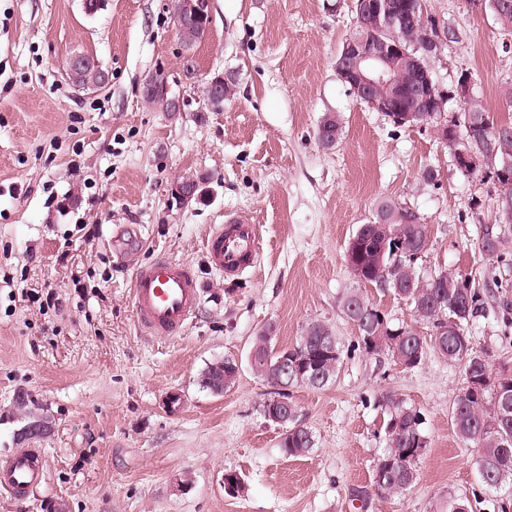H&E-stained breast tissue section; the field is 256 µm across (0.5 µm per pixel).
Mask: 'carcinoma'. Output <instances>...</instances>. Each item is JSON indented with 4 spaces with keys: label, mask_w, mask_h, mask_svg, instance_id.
Masks as SVG:
<instances>
[{
    "label": "carcinoma",
    "mask_w": 512,
    "mask_h": 512,
    "mask_svg": "<svg viewBox=\"0 0 512 512\" xmlns=\"http://www.w3.org/2000/svg\"><path fill=\"white\" fill-rule=\"evenodd\" d=\"M211 21L186 23L178 28L183 41L192 45L201 40L209 30ZM383 36L369 15L368 3H360L357 26L351 37L370 45ZM395 76L403 83L414 86L420 74L408 56L391 58ZM72 84L78 88L97 86L104 80L103 71L91 59L69 70ZM152 79L157 90L145 95V101L164 112L175 111L168 93L163 90L167 78L161 71ZM406 110L414 113L409 125H439L438 113L429 103L411 95L403 100ZM470 111L475 114L471 123L460 122V135L478 144L492 139L499 154L512 158V122L496 124L480 99L472 100ZM319 142L330 147L340 137L336 119L326 116L320 123ZM512 211L493 217L489 224L479 227V245L483 252L496 258L504 269L512 271ZM429 245L427 225L420 223L418 215L405 206L392 201H382L375 208L373 219L359 226L349 239L345 256L356 259L359 269L357 282L370 284L391 292L406 301L412 309L414 320L430 330L423 336L409 326L393 327L385 314L356 288L341 302V312L354 325L358 345L366 353H385L398 364L414 368L431 349L448 361L460 365L465 378L477 380L493 377L486 356L473 350L471 328L473 320L485 311L480 289L469 279L445 271L424 275L417 270L416 261ZM455 319L454 335L442 331L448 319ZM270 336L263 333L256 337L251 351L255 357L252 369L267 383L278 388L275 395L288 399V417L284 418L281 448L291 457L304 456L314 447L311 430L298 422V409L290 400L288 390L300 385L294 372L284 376L274 365L283 354L302 358L319 350L327 343L335 346V354L321 360L322 377L307 387L323 389L333 383L343 362V350L332 329L324 322H308L296 343L276 349L269 345ZM224 377V387L229 388L237 378V364L226 358L210 364L203 372L201 383L212 389L219 377ZM379 405L384 407L383 423L385 452L377 459L372 473L371 487L376 492L397 494L410 488L417 480L415 465L423 455L428 440L422 432V417L416 407L399 395L388 391L381 395ZM451 421L458 438L466 445L479 449L478 469L482 486L496 490L512 483V411L502 410L495 400L494 386L485 388L478 396L460 393L451 409Z\"/></svg>",
    "instance_id": "carcinoma-1"
}]
</instances>
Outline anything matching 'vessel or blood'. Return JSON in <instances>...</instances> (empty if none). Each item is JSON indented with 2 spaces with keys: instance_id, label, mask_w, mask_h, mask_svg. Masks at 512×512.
<instances>
[{
  "instance_id": "1",
  "label": "vessel or blood",
  "mask_w": 512,
  "mask_h": 512,
  "mask_svg": "<svg viewBox=\"0 0 512 512\" xmlns=\"http://www.w3.org/2000/svg\"><path fill=\"white\" fill-rule=\"evenodd\" d=\"M258 248L257 225L238 219L218 225L205 245L211 265L229 279L253 266ZM199 296L200 282L189 264L161 257L135 270L133 306L138 326L147 335L180 334L195 314ZM46 469L40 449L15 453L0 466V492L15 499L28 496L42 484Z\"/></svg>"
}]
</instances>
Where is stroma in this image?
I'll use <instances>...</instances> for the list:
<instances>
[{"label":"stroma","mask_w":512,"mask_h":512,"mask_svg":"<svg viewBox=\"0 0 512 512\" xmlns=\"http://www.w3.org/2000/svg\"><path fill=\"white\" fill-rule=\"evenodd\" d=\"M458 29L431 68L451 88L470 74L494 122L512 121V32L468 0H427ZM206 37L182 42L172 0H0V460L43 449L42 485L0 512H436L448 495L473 496L471 512H512V486L480 494L478 451L453 428L461 368L428 352L407 369L356 349L341 312L357 283L345 247L379 201L413 210L428 227L418 271H446L484 287L495 272L476 226L490 222L496 187L466 173L431 129L398 126L356 99L336 75L337 52L356 26L355 0H209ZM94 57L106 84H71V54ZM194 73H186L185 59ZM178 112L147 104L156 71ZM235 74L221 111L208 80ZM335 116L341 135L317 138ZM436 173L425 181V169ZM208 176L187 204L173 185ZM259 225L256 269L230 281L207 263L204 239L228 219ZM100 231L85 240L81 225ZM127 228L136 243L115 247ZM157 257L191 264L202 282L196 314L174 337L136 324L132 276ZM56 292L58 306L34 302ZM472 326L474 351L512 373V323L498 294ZM313 320L345 350L335 383L297 386L299 419L314 435L303 457L281 447L282 426L262 403L273 387L250 368L256 336L293 345ZM231 357L234 385L202 387L207 365ZM395 391L423 415L429 444L402 494L369 486L385 449L378 400ZM242 481L224 490L225 472Z\"/></svg>","instance_id":"obj_1"}]
</instances>
